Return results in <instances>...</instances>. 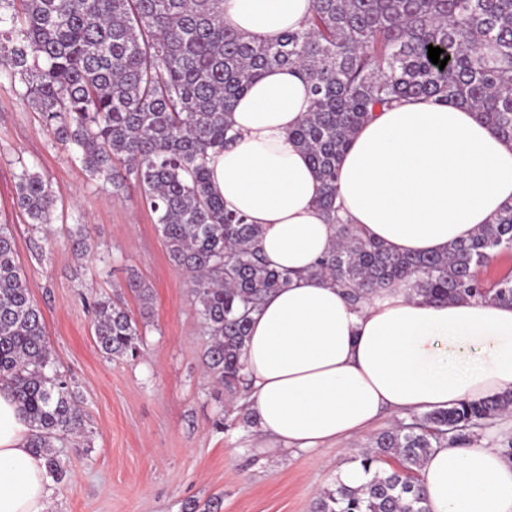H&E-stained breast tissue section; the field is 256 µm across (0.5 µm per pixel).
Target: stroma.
I'll use <instances>...</instances> for the list:
<instances>
[{
    "mask_svg": "<svg viewBox=\"0 0 512 512\" xmlns=\"http://www.w3.org/2000/svg\"><path fill=\"white\" fill-rule=\"evenodd\" d=\"M24 91L0 80V223L12 227L16 263L59 369L79 392L86 425L85 438L63 450L69 472L53 486L51 512H185L188 503L203 510L214 500L219 512H310L336 471L358 460L393 418L323 448L261 452L255 428L205 372L208 336L155 215L138 196L115 197L91 179L45 130ZM24 168L58 193L52 235L32 227L16 205ZM81 224L97 244L84 258L67 238ZM133 271L153 288V315L143 329V354L112 359L94 342L88 302L120 291L128 311L139 315L126 290Z\"/></svg>",
    "mask_w": 512,
    "mask_h": 512,
    "instance_id": "obj_1",
    "label": "stroma"
}]
</instances>
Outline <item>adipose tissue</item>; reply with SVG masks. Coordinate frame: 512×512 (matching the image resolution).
Wrapping results in <instances>:
<instances>
[{
  "label": "adipose tissue",
  "mask_w": 512,
  "mask_h": 512,
  "mask_svg": "<svg viewBox=\"0 0 512 512\" xmlns=\"http://www.w3.org/2000/svg\"><path fill=\"white\" fill-rule=\"evenodd\" d=\"M312 0H224V24L271 38L301 28ZM311 104L297 69L273 67L238 98L233 142L210 153L226 210L262 227L258 247L287 287L253 312L245 401L270 454L319 448L403 417L512 391V305L433 303L398 285L365 303L310 270L336 239L320 180L291 138ZM512 204V141L463 104L405 98L352 137L336 181L341 222L400 254H443ZM31 429L0 383V512H50ZM426 512H512V464L484 439L435 448L421 468Z\"/></svg>",
  "instance_id": "1"
}]
</instances>
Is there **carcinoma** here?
<instances>
[{
	"mask_svg": "<svg viewBox=\"0 0 512 512\" xmlns=\"http://www.w3.org/2000/svg\"><path fill=\"white\" fill-rule=\"evenodd\" d=\"M223 0H0V74L26 87L24 99L53 139L73 149L89 177L112 193L139 198L156 215L170 262L188 276L209 336L205 364L233 399L245 390L243 353L250 314L290 275L267 265L258 224L224 210L212 188L209 152L233 141V101L266 69L294 67L312 95L291 132L318 173L319 206L338 221V163L372 112L405 97L466 104L512 140V0H313L308 23L273 39L224 27ZM444 50V68L428 46ZM56 191L36 172L17 175L16 204L49 224ZM75 254L93 249L83 227L70 234ZM512 249V204L468 241L444 254L392 253L337 224V240L311 275L363 303L405 283L432 302L464 298L512 304V278L480 276ZM15 237L0 224V379L8 382L57 482L68 472L56 443L85 432L72 381L55 367L45 324L23 271ZM141 319L152 313L151 285L128 278ZM95 342L112 358L135 359L139 324L121 298L94 304ZM512 409V392L414 415L374 438L368 469L387 458L399 467L366 485L327 488L312 512H426L421 467L432 449L464 447Z\"/></svg>",
	"mask_w": 512,
	"mask_h": 512,
	"instance_id": "cac0c4a2",
	"label": "carcinoma"
}]
</instances>
